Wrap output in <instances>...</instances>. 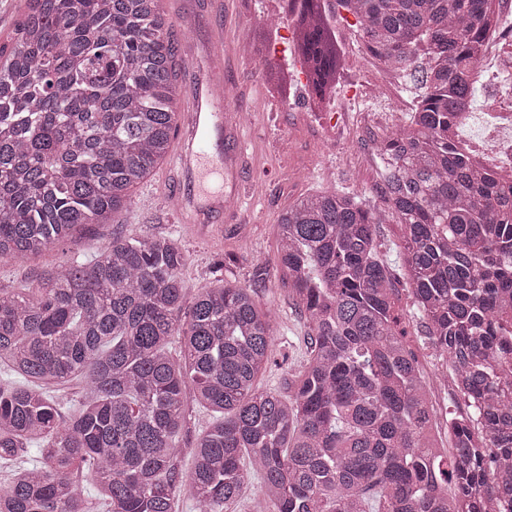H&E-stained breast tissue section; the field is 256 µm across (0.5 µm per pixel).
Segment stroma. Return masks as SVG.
Listing matches in <instances>:
<instances>
[{
	"label": "stroma",
	"instance_id": "obj_1",
	"mask_svg": "<svg viewBox=\"0 0 512 512\" xmlns=\"http://www.w3.org/2000/svg\"><path fill=\"white\" fill-rule=\"evenodd\" d=\"M325 3L343 67L331 98L318 105L300 81L301 60L290 49L294 14L287 0H166L172 24L185 16L192 20L184 41L198 62H206L215 50L222 55L232 120L224 138L232 155L224 189L236 198V208L215 224L181 223L165 205L171 184L152 176L112 223L90 225L52 247L44 261H0V288L35 285L45 262L89 261L117 232L134 238L166 234L177 240L189 255L180 271L189 305L204 283L247 281L252 265L266 262L270 275L256 301L278 312L279 335L272 346L274 360L258 385L285 391L289 370L298 369L306 357L309 325L288 294L278 262L274 226L279 214L302 195L320 190L349 189L371 207L383 206L375 192L381 168L377 146L388 129L375 101L362 93L372 58L360 51L361 40L336 0ZM395 309L425 375L434 376L436 362L422 340L407 285H400Z\"/></svg>",
	"mask_w": 512,
	"mask_h": 512
}]
</instances>
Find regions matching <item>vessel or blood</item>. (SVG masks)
Here are the masks:
<instances>
[{
  "label": "vessel or blood",
  "instance_id": "1",
  "mask_svg": "<svg viewBox=\"0 0 512 512\" xmlns=\"http://www.w3.org/2000/svg\"><path fill=\"white\" fill-rule=\"evenodd\" d=\"M222 82V59L211 54L204 73L189 86L190 105L179 114L176 129L182 144L164 171L173 184L177 214L185 224H209L224 212V193L207 190L210 177L224 174L229 158L224 153V135L229 129L226 101L218 87Z\"/></svg>",
  "mask_w": 512,
  "mask_h": 512
}]
</instances>
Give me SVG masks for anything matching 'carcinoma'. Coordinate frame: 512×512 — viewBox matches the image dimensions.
I'll list each match as a JSON object with an SVG mask.
<instances>
[{
  "label": "carcinoma",
  "mask_w": 512,
  "mask_h": 512,
  "mask_svg": "<svg viewBox=\"0 0 512 512\" xmlns=\"http://www.w3.org/2000/svg\"><path fill=\"white\" fill-rule=\"evenodd\" d=\"M365 49L415 88L379 144L384 209L298 198L276 225L309 322L288 396L259 391L276 319L268 277L202 285L166 235L112 237L88 263L0 288V512H222L257 482L272 512H498L512 505V185L457 145L495 0H336ZM0 51V258L30 259L112 222L170 153L185 61L161 0H26ZM402 226L400 272L375 225ZM410 286L459 400L444 448L433 392L395 315ZM82 383L75 404L53 394ZM215 414L177 461L186 397ZM89 464L91 497L76 476Z\"/></svg>",
  "instance_id": "cac0c4a2"
}]
</instances>
